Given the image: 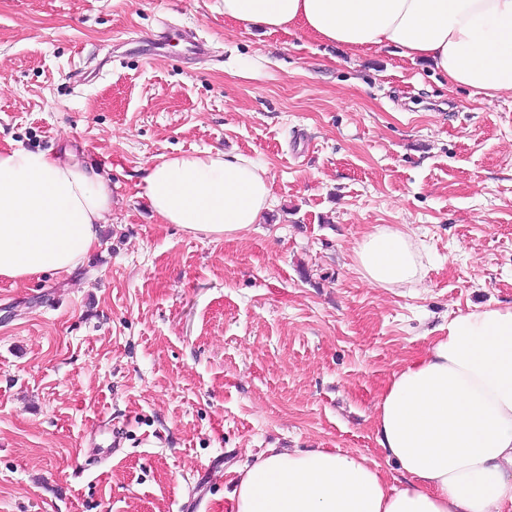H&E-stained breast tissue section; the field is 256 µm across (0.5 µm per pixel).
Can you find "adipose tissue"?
<instances>
[{"label":"adipose tissue","instance_id":"ef3b65f1","mask_svg":"<svg viewBox=\"0 0 512 512\" xmlns=\"http://www.w3.org/2000/svg\"><path fill=\"white\" fill-rule=\"evenodd\" d=\"M224 17L303 32L363 56L394 46L449 87L512 92V0H221ZM163 223L231 237L273 200L268 170L209 150L162 156L136 185ZM112 187L94 168L39 150L0 148V280L71 273L98 245ZM372 286L418 281L408 231L379 226L355 249ZM400 474L329 448H269L240 473L230 512H512V307L478 306L448 322L424 356L394 372L374 414Z\"/></svg>","mask_w":512,"mask_h":512}]
</instances>
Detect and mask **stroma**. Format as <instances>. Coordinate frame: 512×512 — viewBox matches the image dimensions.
Here are the masks:
<instances>
[{"label": "stroma", "mask_w": 512, "mask_h": 512, "mask_svg": "<svg viewBox=\"0 0 512 512\" xmlns=\"http://www.w3.org/2000/svg\"><path fill=\"white\" fill-rule=\"evenodd\" d=\"M168 25L209 55L148 50ZM8 145L93 167L112 209L72 274L0 280V512H227L269 448L384 462L392 373L456 314L512 306V93L392 48L231 24L220 0H0ZM209 149L268 169L272 210L232 238L136 194L158 157ZM378 225L414 235L417 283L362 279Z\"/></svg>", "instance_id": "1"}]
</instances>
